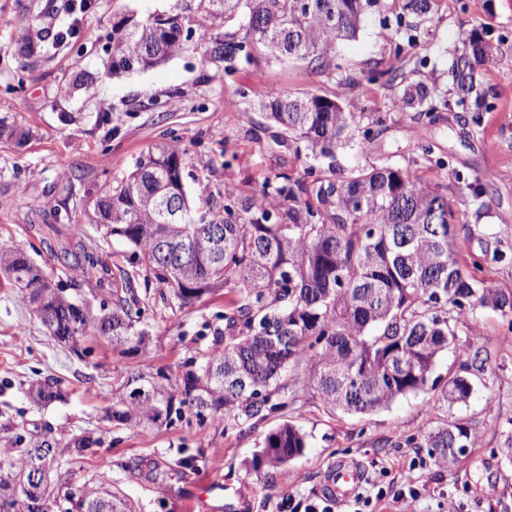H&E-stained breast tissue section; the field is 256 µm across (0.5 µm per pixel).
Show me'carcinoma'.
Masks as SVG:
<instances>
[{
	"instance_id": "obj_1",
	"label": "carcinoma",
	"mask_w": 512,
	"mask_h": 512,
	"mask_svg": "<svg viewBox=\"0 0 512 512\" xmlns=\"http://www.w3.org/2000/svg\"><path fill=\"white\" fill-rule=\"evenodd\" d=\"M436 2L403 0L402 10L416 19L410 29L420 31ZM376 5L377 0H188L176 13L125 14L112 23L108 71L118 76L154 68L185 49L196 19L222 16L236 29L210 34L204 52L224 72L269 49L320 68L332 66L339 82L355 86L356 76L331 53L338 41L355 36L365 12ZM65 34L41 29L22 42L20 52L27 58L44 53ZM492 57V47L476 34L453 53L448 77L462 110L493 109L479 72ZM379 76L395 89L392 109L411 108L432 120L439 108L448 107L439 86L409 82L400 68ZM352 106L338 97L278 88L265 94L260 107L281 129L280 143L322 166L309 167L297 179L264 180L257 205L238 201L236 186L226 184L224 213L208 210L193 217L183 183L185 152L174 143L157 145L121 180L89 190V223L109 222L107 234L130 246L136 265L131 273L119 270L121 287L109 289V324L92 313L79 316L76 298L51 287L31 260L14 267L11 283L47 288L53 317L48 329L78 357L82 339L91 333L122 356H150L151 336L141 323L142 284L167 288L162 300L180 308L223 288L236 292L224 312V328L214 329L222 352L200 363L187 361L175 387L161 369L148 376L129 371L112 388V408L104 415L113 427L150 430L187 410L201 418L234 406L247 420L263 419L275 408L271 395L282 389L280 380L290 370L303 372L304 384L324 407L366 415L400 396L436 387L435 361L454 344L465 375L449 379L441 394L450 403L468 400V374L484 371L483 349L471 341L457 343L458 336L476 305L506 313L512 294L490 288L460 263L453 249L460 220L439 185L374 153L373 142L390 113L363 107L353 112ZM353 147L370 159L346 169L339 152ZM419 165L443 171L448 162L427 143ZM455 183L481 214L488 183L462 174ZM216 227L224 239L217 254L211 245ZM170 236L176 252L167 256L159 242ZM58 260L64 268L99 265L85 246L63 251ZM28 395L38 406L63 398L52 377L31 384ZM44 431L13 449L7 467H0V487L22 481L30 451L43 447L52 429ZM51 440L50 466L65 456L88 460L103 444L94 432ZM471 443L470 428L461 422L394 441L398 447L430 448L441 462L448 461V449ZM305 448L306 433L285 421L264 438L258 461L285 481L289 463ZM107 482L106 475L99 476L84 512H133L119 493L104 488ZM83 495L82 486L46 490L39 512L62 502L69 509Z\"/></svg>"
}]
</instances>
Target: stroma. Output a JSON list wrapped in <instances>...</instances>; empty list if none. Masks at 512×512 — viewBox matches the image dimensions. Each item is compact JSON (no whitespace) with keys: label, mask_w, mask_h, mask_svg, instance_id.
Masks as SVG:
<instances>
[{"label":"stroma","mask_w":512,"mask_h":512,"mask_svg":"<svg viewBox=\"0 0 512 512\" xmlns=\"http://www.w3.org/2000/svg\"><path fill=\"white\" fill-rule=\"evenodd\" d=\"M62 2L0 0V116L29 133L20 145L0 140V194L11 201L0 209V248L23 245L49 273L56 268L51 249L71 243L66 226L82 224L102 266L112 272L131 268L130 247L86 221L87 191L94 184L121 178L156 144L173 140L186 151L183 181L192 206L207 198L214 210H223L225 183H236L244 198L264 179L300 177L307 167L305 158L278 145L277 127L259 109L267 89L338 95L382 112L394 90L372 81L374 72L398 65L411 81L449 90L450 55L476 32L500 51L484 78L493 110L480 111L473 121L455 107L426 125L407 108L394 112L374 145L407 166L431 141L451 172L423 170L429 183L453 184L458 172L488 180L486 213L471 234H458L455 248L460 261L480 264L478 276L488 286L512 292V0H438L413 47L409 29L396 24L399 0H379L356 37L336 49L360 81L355 88L339 85L333 70L268 53L227 74L204 56L196 35L181 55L153 69L110 75L106 48L113 19L170 11L181 0H90L79 36L44 57L18 54L23 16H42L53 30L72 24ZM84 72L94 76L93 86L70 88ZM497 251L502 261H493ZM148 297L142 319L154 349L140 369H164L174 384L187 359L216 353L213 330L224 324L228 297L220 292L189 307H171L154 284ZM468 327L489 359L463 404L447 403L440 390L427 388L371 414L350 415L325 408L290 372L274 397L279 410L266 419L247 420L233 408L202 420L188 412L149 431L118 430L103 415L130 361L97 336L84 339L86 356H75L50 335L25 292L0 280V452L16 435L34 434L46 423L61 437L96 431L104 440L96 455L60 461L51 477L79 486L107 474L135 512H276L286 498L320 502L328 467L339 459L362 464L356 494L367 499L368 512H512V455L500 437L512 425V312L476 308ZM47 376L59 379L64 398L40 407L27 388ZM285 420L303 428L308 446L283 482L256 455L265 435ZM454 420L469 425L474 443L453 462L437 463L427 448L394 445L397 438ZM7 422L12 430L2 431ZM403 476L418 488L417 497L396 499ZM210 480L222 482L224 492L195 499L197 485Z\"/></svg>","instance_id":"obj_1"}]
</instances>
